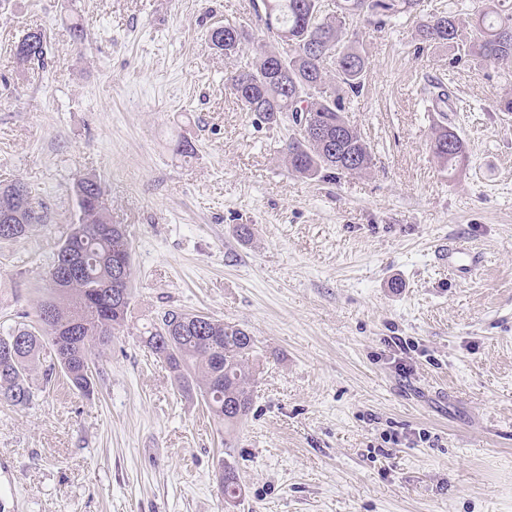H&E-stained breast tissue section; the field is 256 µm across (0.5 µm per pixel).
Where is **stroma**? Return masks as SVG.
I'll return each instance as SVG.
<instances>
[{
	"label": "stroma",
	"instance_id": "stroma-1",
	"mask_svg": "<svg viewBox=\"0 0 512 512\" xmlns=\"http://www.w3.org/2000/svg\"><path fill=\"white\" fill-rule=\"evenodd\" d=\"M224 20L257 30L252 0H0V182L49 217L0 244V321L31 312L81 177L127 226L136 285L92 396L59 377L0 404V512H224L225 456L234 512H512V63L418 48L412 17L360 25L370 71L346 118L374 166L311 184L225 88ZM37 28L44 60L19 66ZM443 123L467 148L452 176L428 150ZM454 240L487 253L475 275L449 267ZM172 307L271 356L232 440L139 341ZM28 41L35 43L34 49L24 50L18 49L19 46L27 45ZM33 50V51H32ZM46 54V37L41 30H33L25 34L19 39L14 46L15 60L19 65H28L35 61H42ZM224 469L222 476L219 475V492L222 500L228 504L233 503L231 507H236L241 501L244 490L239 483L234 466L227 460L221 459Z\"/></svg>",
	"mask_w": 512,
	"mask_h": 512
}]
</instances>
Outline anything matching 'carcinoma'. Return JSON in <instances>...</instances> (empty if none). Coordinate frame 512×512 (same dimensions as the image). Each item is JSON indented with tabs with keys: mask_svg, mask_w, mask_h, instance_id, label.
Listing matches in <instances>:
<instances>
[{
	"mask_svg": "<svg viewBox=\"0 0 512 512\" xmlns=\"http://www.w3.org/2000/svg\"><path fill=\"white\" fill-rule=\"evenodd\" d=\"M421 2L336 0V11L327 13L322 0H261L254 8H263L258 18L266 33H289L288 46L282 49L252 37L240 26L224 25L220 51L230 64L224 85L243 111L285 131L281 153L289 174L313 182L371 169L369 143L344 117L347 99L361 92L369 70L368 58L357 35L347 32V23L360 20L382 29L420 10ZM473 27L474 33L468 36L465 22L456 16L426 14L419 16L414 38L424 48L460 46L479 65L512 62V10L500 8V0H482ZM279 49L285 54L286 73L276 78L269 55ZM45 54L46 37L40 30L25 34L14 49L16 62L23 66L42 61ZM427 96L434 111L443 113L448 108L450 94L443 84L432 82ZM300 97L306 98L310 120L330 130L331 137H340L335 151L282 122ZM429 151L450 173L466 158L464 140L446 125L434 128ZM73 194L81 197L79 220L70 226L47 273L54 280L47 281L44 295L34 304V324H0V350L13 348L11 358L0 356V403L25 408L33 402L36 357L46 350L53 352L54 359L44 370V379L58 369L79 392L92 394L96 386L92 352L108 346L131 316L133 263L127 230L118 224L103 233L112 220L96 178L78 179ZM6 213L11 223H0V242L17 240L32 225L47 221L41 203L21 180L0 185V216ZM76 250L83 256V269L64 270L55 277L54 270ZM118 260L127 267L121 288L124 300L104 301L99 295L114 291L112 265ZM140 342L166 362L180 389L199 393L226 435H232L251 413L264 360L246 329L207 314L171 308L151 324ZM223 465L224 502L237 505L244 490L234 466L226 460Z\"/></svg>",
	"mask_w": 512,
	"mask_h": 512,
	"instance_id": "1",
	"label": "carcinoma"
}]
</instances>
